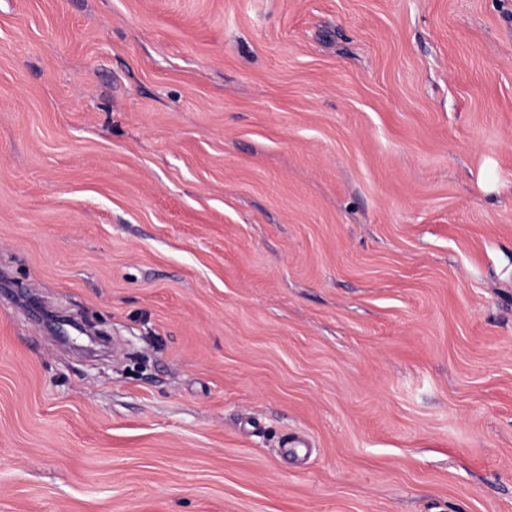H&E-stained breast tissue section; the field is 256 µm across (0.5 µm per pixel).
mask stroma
Segmentation results:
<instances>
[{"label":"stroma","mask_w":512,"mask_h":512,"mask_svg":"<svg viewBox=\"0 0 512 512\" xmlns=\"http://www.w3.org/2000/svg\"><path fill=\"white\" fill-rule=\"evenodd\" d=\"M0 512H512V0H0Z\"/></svg>","instance_id":"obj_1"}]
</instances>
